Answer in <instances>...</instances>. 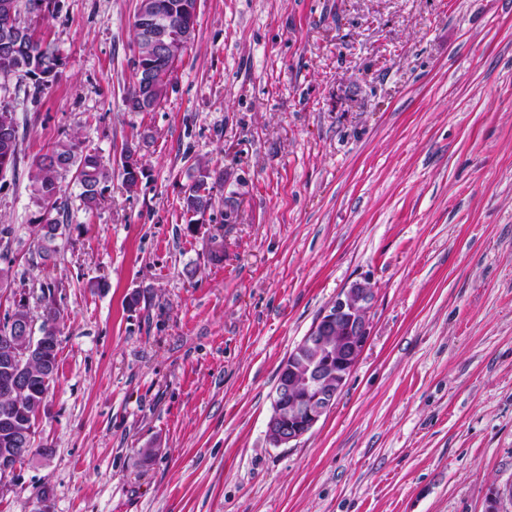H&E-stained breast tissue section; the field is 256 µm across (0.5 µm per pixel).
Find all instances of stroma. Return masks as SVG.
I'll use <instances>...</instances> for the list:
<instances>
[{"label":"stroma","mask_w":512,"mask_h":512,"mask_svg":"<svg viewBox=\"0 0 512 512\" xmlns=\"http://www.w3.org/2000/svg\"><path fill=\"white\" fill-rule=\"evenodd\" d=\"M136 7L53 0L23 20L54 84L0 77L13 277L32 317L44 283L64 313L40 452L0 512H486L512 480V0H199L151 112L124 102ZM75 137L112 180L88 210L66 176L47 260L30 172ZM201 164L224 184L192 217ZM356 280L361 358L274 447L279 366ZM18 126L12 112L0 107V176L15 172L17 165ZM122 175L128 186H135L143 169L137 158V147L126 145L122 151Z\"/></svg>","instance_id":"stroma-1"}]
</instances>
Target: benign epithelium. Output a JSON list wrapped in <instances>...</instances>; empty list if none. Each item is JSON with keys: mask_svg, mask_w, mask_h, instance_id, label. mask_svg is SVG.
Segmentation results:
<instances>
[{"mask_svg": "<svg viewBox=\"0 0 512 512\" xmlns=\"http://www.w3.org/2000/svg\"><path fill=\"white\" fill-rule=\"evenodd\" d=\"M373 299V289L365 282L354 281L341 289L298 343L304 350L320 349L326 337L334 336L336 348L324 352L320 360L304 363L294 356L282 361L267 428L273 446L301 439L332 410L370 337ZM8 329L15 336L4 360L15 367V374L0 382L5 392L19 389L32 358L44 347V336L35 335L31 315L9 319ZM507 504L512 505V482L492 488L488 512H504Z\"/></svg>", "mask_w": 512, "mask_h": 512, "instance_id": "1", "label": "benign epithelium"}]
</instances>
